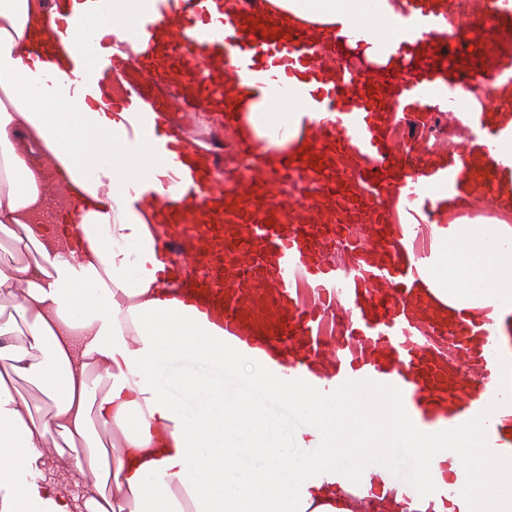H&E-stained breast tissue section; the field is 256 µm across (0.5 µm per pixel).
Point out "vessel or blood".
I'll use <instances>...</instances> for the list:
<instances>
[{
  "instance_id": "vessel-or-blood-1",
  "label": "vessel or blood",
  "mask_w": 512,
  "mask_h": 512,
  "mask_svg": "<svg viewBox=\"0 0 512 512\" xmlns=\"http://www.w3.org/2000/svg\"><path fill=\"white\" fill-rule=\"evenodd\" d=\"M148 2L125 28L133 44L126 55L92 61L76 57V89L129 112L141 114L146 107L158 111V104H147L143 88L128 75L153 56L154 31L168 27L174 37L163 74L184 93L205 95L215 111L229 113L234 105L224 93L223 72L248 77L275 100H302L317 116L315 138L335 144L333 155L313 150L304 159H285L276 170L283 180L296 177L322 185L329 197L326 208L334 221L299 222L295 202L212 194L211 168L181 167L159 143L156 124L143 117L140 137L157 141L165 166L159 199L174 217L178 250L194 248L196 238L203 236L210 246L236 257L226 268L210 262L202 273H186L185 293L223 328L225 342L286 347L287 355L274 362V369L325 404L341 405L344 394L363 389L369 401L397 402L405 430L474 431L484 451L512 452V312L494 315L491 322L497 329L491 333L485 319L433 311L421 290L436 260L435 240L425 239L423 225L381 219L391 202H402L409 211L437 209L439 197L457 190L467 174L488 206L512 204L497 158L499 127L486 113L469 111L448 87L449 81L466 77L476 83L499 77L512 87V72L504 73L501 55L473 51L482 41L483 21H490L498 34L512 32V0H478L480 20L465 24L472 48L453 56L446 52L448 12L441 0H421L419 9H402L393 32L354 27L358 44L379 56L409 55L410 48L425 46L424 56H409L408 68L396 77L383 69L345 67L344 36L282 27L266 7L251 15L233 11L216 18L209 0ZM77 3L69 21L56 22V41L68 40L99 16L105 0ZM330 53L339 64L333 80L321 71ZM408 111L447 113L462 131V152L423 164L397 157L379 127ZM343 166L354 167L367 186L365 193H354L344 183L339 173ZM345 219L366 222L370 234L384 242L375 253L364 241H351L347 273L319 257L331 237L341 233ZM302 278L322 303L341 295L349 305L347 337L333 348L331 360H324L314 332L315 312L295 306ZM430 333L447 337L450 354L426 343ZM466 362L479 365L482 383L463 375ZM454 463V479L432 483L444 503L456 499L469 478L467 458L455 457Z\"/></svg>"
}]
</instances>
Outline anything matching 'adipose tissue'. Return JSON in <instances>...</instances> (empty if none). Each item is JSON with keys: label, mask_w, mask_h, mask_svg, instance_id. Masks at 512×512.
Segmentation results:
<instances>
[{"label": "adipose tissue", "mask_w": 512, "mask_h": 512, "mask_svg": "<svg viewBox=\"0 0 512 512\" xmlns=\"http://www.w3.org/2000/svg\"><path fill=\"white\" fill-rule=\"evenodd\" d=\"M271 3L286 26L341 34L381 25L399 9L396 0L370 8L365 0ZM75 7V0H0V235L13 252L36 253L30 263L0 264V335L14 337L0 348V512H73L75 495L51 477L59 459L89 479L88 512H400L388 484L370 494L335 476L343 457L371 474L361 439L372 434L373 450L385 451L398 407L365 406L337 430L329 408L268 370L281 346L239 351L206 312L178 297L158 235L169 217L145 187L159 164L153 144L130 143V113L72 89L76 57L121 53L115 24L139 12L142 0H112L111 14L91 30L48 46V15L65 21ZM233 96L238 137L265 167L308 150L303 103L271 100L247 79ZM21 134L38 156L18 147ZM54 192L63 205L46 224L41 213ZM470 193L464 181L441 197L448 224L434 236L446 250L425 283L448 309L480 315L512 302V225L466 217ZM164 358L250 366V384L312 404L311 435L326 453L286 476L276 440L245 402L225 403L215 380L179 372L172 383L205 399L186 419L155 378ZM20 379L38 385L41 398L23 396ZM409 440L433 476L453 449H473L456 512H512V458L476 452L468 431ZM248 455L265 466L225 491V475Z\"/></svg>", "instance_id": "1"}]
</instances>
